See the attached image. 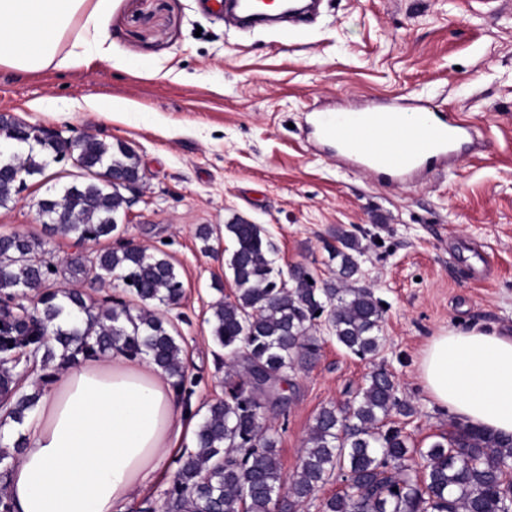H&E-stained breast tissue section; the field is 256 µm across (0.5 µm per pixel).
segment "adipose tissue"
<instances>
[{
	"mask_svg": "<svg viewBox=\"0 0 512 512\" xmlns=\"http://www.w3.org/2000/svg\"><path fill=\"white\" fill-rule=\"evenodd\" d=\"M116 0H0V67L19 75L70 70L109 53L102 35ZM418 370L456 420L512 435V336L449 327ZM196 419L153 364L112 350L80 359L45 389L25 422L8 478L15 512H125L163 479Z\"/></svg>",
	"mask_w": 512,
	"mask_h": 512,
	"instance_id": "adipose-tissue-1",
	"label": "adipose tissue"
}]
</instances>
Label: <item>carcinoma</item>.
Returning a JSON list of instances; mask_svg holds the SVG:
<instances>
[{"mask_svg": "<svg viewBox=\"0 0 512 512\" xmlns=\"http://www.w3.org/2000/svg\"><path fill=\"white\" fill-rule=\"evenodd\" d=\"M0 138L29 145L27 154H0L25 179L59 162L62 143L45 129L0 116ZM82 181L65 182L38 202L44 213L60 207L70 223L48 224L51 235L78 242L110 238L127 201L112 180L141 173L136 151L122 141L84 135L74 143ZM19 182L0 176V207L15 200ZM235 243L227 259L236 289L212 305L211 336L229 361L224 398L208 406L196 431L195 449L164 493V512H298L336 477L342 491L327 498L322 512H512V436L455 421L427 448L415 445L391 413L405 418L415 407L398 396L394 376L376 367L350 405L325 406L314 417L295 472L283 473L278 439L265 425L253 397L259 377L282 380L318 359L324 325L330 337L361 359L379 351L384 309L372 290L357 285L363 248L351 231L336 228L329 260L334 276L318 286L308 269L294 265L288 277L273 267L271 241L244 218L224 225ZM44 241L15 233L0 237V429L23 425L41 396L22 381L33 354L37 368L61 370L117 348L146 357L186 392L180 334L151 309L179 304L183 283L167 254L122 246L98 252L93 265L103 283L117 276L141 307L120 298L98 304L79 288L58 283L59 268L43 259ZM34 291L25 316L1 303ZM26 438L0 432V469L8 474Z\"/></svg>", "mask_w": 512, "mask_h": 512, "instance_id": "cac0c4a2", "label": "carcinoma"}]
</instances>
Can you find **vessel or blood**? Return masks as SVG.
Returning a JSON list of instances; mask_svg holds the SVG:
<instances>
[{
    "mask_svg": "<svg viewBox=\"0 0 512 512\" xmlns=\"http://www.w3.org/2000/svg\"><path fill=\"white\" fill-rule=\"evenodd\" d=\"M203 2L211 12L237 21L265 10L264 0ZM312 125L345 160L393 180L417 174L430 160L453 155L466 131L448 113L423 101L321 112Z\"/></svg>",
    "mask_w": 512,
    "mask_h": 512,
    "instance_id": "b4317fda",
    "label": "vessel or blood"
}]
</instances>
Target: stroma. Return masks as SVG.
<instances>
[{
  "mask_svg": "<svg viewBox=\"0 0 512 512\" xmlns=\"http://www.w3.org/2000/svg\"><path fill=\"white\" fill-rule=\"evenodd\" d=\"M103 30L111 57L23 78L0 68V113L137 152L142 186L119 234L47 238L37 202L50 183L37 176L0 207V235L47 239L57 263L125 244L167 253L184 294L163 314L202 417L224 396L208 318L235 289L225 224H258L277 268L301 264L319 281L344 226L367 246L360 282L386 306L384 345L370 362L322 337L315 365L285 387L286 412L266 413L282 468L293 474L317 412L349 403L377 365L417 409L394 425L423 447L447 433L418 374L423 348L451 325L512 334V0H321L311 22L248 30L197 0H117ZM339 97L427 100L467 120L475 147L401 184L336 165L309 123Z\"/></svg>",
  "mask_w": 512,
  "mask_h": 512,
  "instance_id": "35a3bbf8",
  "label": "stroma"
}]
</instances>
